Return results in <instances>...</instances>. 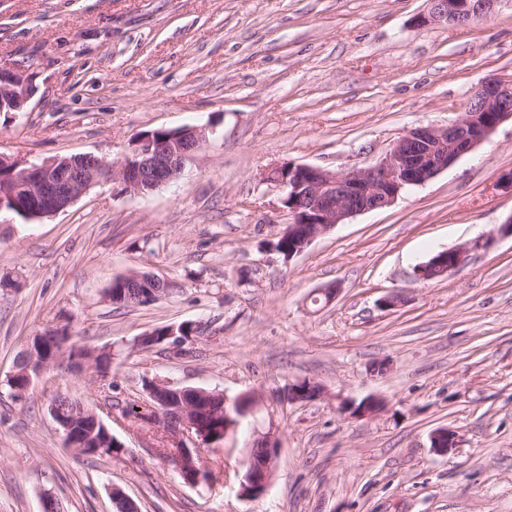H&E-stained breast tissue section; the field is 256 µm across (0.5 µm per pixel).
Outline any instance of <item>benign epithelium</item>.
Wrapping results in <instances>:
<instances>
[{"instance_id": "7a95c632", "label": "benign epithelium", "mask_w": 512, "mask_h": 512, "mask_svg": "<svg viewBox=\"0 0 512 512\" xmlns=\"http://www.w3.org/2000/svg\"><path fill=\"white\" fill-rule=\"evenodd\" d=\"M430 9L416 18V25L425 27L434 23L469 26L492 14L500 0H429ZM35 92L32 76L21 70H0V112H20ZM512 121V75H492L474 91L464 107L461 118L447 125L429 124L415 127L400 137L372 166L349 171H334L309 164H283L271 167L262 177L285 190L282 204L288 209L291 222L288 234L307 229L300 250L327 233L337 224H344L356 215L392 206L406 189L421 186L440 172L448 169L461 155L488 141L504 122ZM206 141L205 128L188 126L173 131L172 136L159 142L151 136L140 138L131 152L109 164L91 155L60 157L50 161L34 162L28 159L0 154V162L10 166L9 196L15 205L23 204L22 211L30 219L49 218L69 207L81 194L103 182H117L121 191L130 194L149 193L176 180L185 161ZM472 247L464 244L444 250L418 265L414 278L429 281L446 276L463 266ZM127 292L138 290V300L151 303L171 292L169 281L152 273L132 272L122 276ZM187 323L171 324L159 343L166 344L175 354H182L188 345L183 329ZM108 351H91L70 342L53 349L49 355L39 356L35 348H27L22 357L27 367L17 363L10 383L17 395L31 385L33 377L52 363L67 357L79 363L95 366L102 377L108 369L102 364ZM144 395L152 402L150 420L162 425L174 450L167 461L190 485L207 481L206 470L198 465L205 445L195 436L201 406L184 400L188 393L207 396L202 388H174L156 379L144 380ZM322 388L313 381L288 385V402H308L320 398ZM57 398L51 405V414L62 428L65 443L77 452L99 447L95 432L78 433L73 422L90 417L94 426L104 425L96 409L82 404L61 405ZM433 447L448 451L458 446L457 434L443 429L431 437ZM278 450V441L267 438L261 454L252 458L242 494H262L269 482Z\"/></svg>"}]
</instances>
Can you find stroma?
Listing matches in <instances>:
<instances>
[{"label": "stroma", "instance_id": "obj_1", "mask_svg": "<svg viewBox=\"0 0 512 512\" xmlns=\"http://www.w3.org/2000/svg\"><path fill=\"white\" fill-rule=\"evenodd\" d=\"M428 0H0V68L31 73L22 112H0V154L120 161L145 131L203 126L180 179L143 195L90 188L55 216L0 211V512H512V122L389 208L335 225L286 260L289 224L273 165L374 164L409 130L460 118L493 73L512 72V0L471 26L419 27ZM487 247L439 281L414 280L438 251ZM176 283L147 306L105 298L113 278ZM335 285V298L321 299ZM398 293L390 310L379 301ZM206 323L176 355L135 351L159 324ZM67 326L113 352L117 453L68 448L50 408L97 404L101 381L61 364L24 398L7 380L28 340ZM388 363L374 375L375 364ZM258 395L224 447L217 480L185 484L155 447L161 429L123 415L142 381ZM319 383L290 404L288 384ZM384 399L371 419L362 399ZM455 430L441 453L432 434ZM279 442L266 492L239 494L250 448Z\"/></svg>", "mask_w": 512, "mask_h": 512}]
</instances>
